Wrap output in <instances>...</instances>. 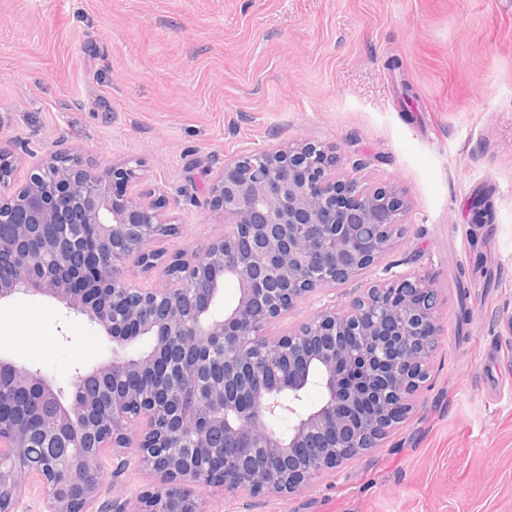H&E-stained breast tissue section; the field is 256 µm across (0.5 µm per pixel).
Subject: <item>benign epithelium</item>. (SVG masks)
<instances>
[{
  "instance_id": "7a95c632",
  "label": "benign epithelium",
  "mask_w": 512,
  "mask_h": 512,
  "mask_svg": "<svg viewBox=\"0 0 512 512\" xmlns=\"http://www.w3.org/2000/svg\"><path fill=\"white\" fill-rule=\"evenodd\" d=\"M16 161L0 148V224L12 228L0 234V301L51 297L103 332L112 357L74 368L66 390L0 358L11 391L0 400V512H19L32 490L43 512H104L108 460L114 474L133 466L156 480L112 512H201L199 489L211 486L290 497L380 447L413 411L440 332L437 293L422 280L393 274L264 333L391 248L405 212L395 190L359 189L312 144L239 156L208 189L224 234L165 259L154 244L177 225L161 200L133 193L130 162L93 171L51 154L16 185ZM128 262L163 267L161 281L133 285ZM228 279L238 298L216 316ZM145 338L151 347L132 357ZM312 389L322 399L308 407Z\"/></svg>"
}]
</instances>
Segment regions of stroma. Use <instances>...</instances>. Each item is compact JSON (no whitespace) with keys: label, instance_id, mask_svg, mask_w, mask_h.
<instances>
[{"label":"stroma","instance_id":"35a3bbf8","mask_svg":"<svg viewBox=\"0 0 512 512\" xmlns=\"http://www.w3.org/2000/svg\"><path fill=\"white\" fill-rule=\"evenodd\" d=\"M295 142L409 209L376 266L279 323L344 305L385 268L425 279L442 326L430 376L380 448L288 498L202 490L204 512H512V0H0V145L83 167L140 162L168 254L224 231L205 203L226 159ZM483 194L493 219L470 234ZM0 356L66 385L111 357L52 299Z\"/></svg>","mask_w":512,"mask_h":512}]
</instances>
